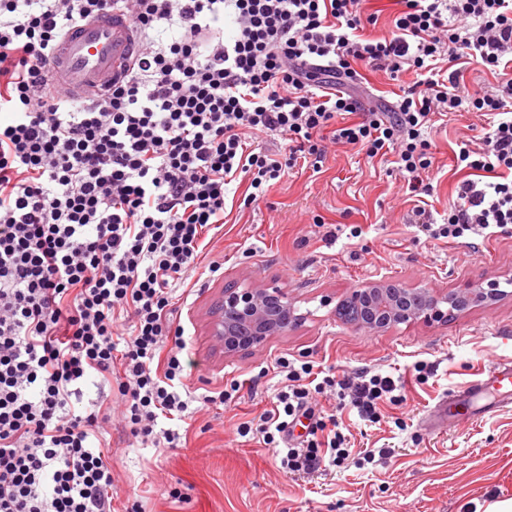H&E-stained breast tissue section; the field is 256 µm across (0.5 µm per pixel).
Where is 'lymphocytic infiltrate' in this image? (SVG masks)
<instances>
[{
  "mask_svg": "<svg viewBox=\"0 0 512 512\" xmlns=\"http://www.w3.org/2000/svg\"><path fill=\"white\" fill-rule=\"evenodd\" d=\"M363 2L0 0V512H112V416L74 403L89 380L115 384L131 436L177 447L179 431L157 427L191 403L171 295L235 184L258 202L327 138L394 156L417 198L432 190L435 117L476 112L482 144L456 159L479 179L459 182L442 216L417 207L416 227L473 246L512 234V0H395L379 38ZM109 10L132 16L139 51L122 80L73 98L51 84V59L68 29ZM473 62L495 84L468 89ZM363 66L416 80L389 111H364L351 92ZM275 137L282 147H266ZM279 368L271 407L238 433L285 448L291 471L351 456L314 395L370 424L406 400L388 375Z\"/></svg>",
  "mask_w": 512,
  "mask_h": 512,
  "instance_id": "lymphocytic-infiltrate-1",
  "label": "lymphocytic infiltrate"
}]
</instances>
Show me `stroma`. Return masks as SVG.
<instances>
[{
    "label": "stroma",
    "mask_w": 512,
    "mask_h": 512,
    "mask_svg": "<svg viewBox=\"0 0 512 512\" xmlns=\"http://www.w3.org/2000/svg\"><path fill=\"white\" fill-rule=\"evenodd\" d=\"M356 95L386 109L400 84L362 69ZM482 123L456 112L431 133L434 170L428 209L443 212L467 172L461 143L478 141ZM236 193L214 239L220 275L199 267L190 288L173 291L174 314L191 345L187 385L199 396L239 384L233 401L213 404L182 422L178 447L156 448L111 431L114 512H484L512 500V408L479 416L468 404L435 430L423 427L439 401L493 365L512 361V297L453 319L400 324L370 333L345 322L338 306L352 288L390 276L443 292L467 282L512 277V236H493L472 251L432 240L414 226V201L392 157L370 160L357 150L329 147L319 164L297 162L263 200L247 206ZM359 237H351L352 227ZM335 238H328V231ZM282 288L304 320L250 354L224 357L209 327L210 311L229 282ZM306 358L335 375L358 368L401 378L407 403L384 404L380 422L366 426L356 411L337 410L319 396L355 451L375 450L373 462L288 472L274 449L240 437L237 428L271 405L281 358ZM427 366L416 380V363ZM179 489L181 498L170 496Z\"/></svg>",
    "instance_id": "1"
}]
</instances>
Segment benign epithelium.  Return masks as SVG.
I'll use <instances>...</instances> for the list:
<instances>
[{"mask_svg": "<svg viewBox=\"0 0 512 512\" xmlns=\"http://www.w3.org/2000/svg\"><path fill=\"white\" fill-rule=\"evenodd\" d=\"M508 296L500 281L467 282L439 296L391 279H375L354 288L344 299L356 325L383 332L412 321H434L460 315L474 306L493 304ZM301 320L288 295L277 287L228 284L211 311L210 332L224 355L250 352Z\"/></svg>", "mask_w": 512, "mask_h": 512, "instance_id": "obj_1", "label": "benign epithelium"}]
</instances>
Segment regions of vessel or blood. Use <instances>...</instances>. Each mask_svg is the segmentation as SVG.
<instances>
[{"label": "vessel or blood", "mask_w": 512, "mask_h": 512, "mask_svg": "<svg viewBox=\"0 0 512 512\" xmlns=\"http://www.w3.org/2000/svg\"><path fill=\"white\" fill-rule=\"evenodd\" d=\"M134 50L132 22L118 12L87 20L62 39L51 75L59 88L83 96L108 79L120 78L130 64ZM478 405L479 414L512 406V362L496 364L486 375L461 387L440 404L450 413L458 400Z\"/></svg>", "instance_id": "vessel-or-blood-1"}]
</instances>
